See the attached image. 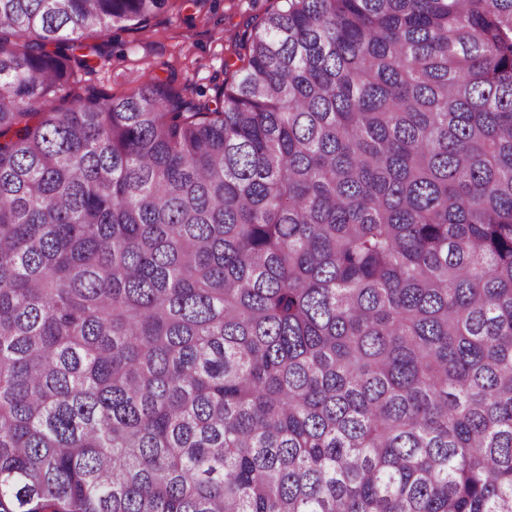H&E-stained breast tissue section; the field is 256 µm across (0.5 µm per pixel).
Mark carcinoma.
<instances>
[{
  "instance_id": "obj_1",
  "label": "carcinoma",
  "mask_w": 512,
  "mask_h": 512,
  "mask_svg": "<svg viewBox=\"0 0 512 512\" xmlns=\"http://www.w3.org/2000/svg\"><path fill=\"white\" fill-rule=\"evenodd\" d=\"M169 2L0 0V512H512V0ZM281 0H204L197 7L177 3L156 16L144 29H114L103 40L102 54L93 70L78 75L77 92L87 87L122 97L153 79H174L208 99L216 86L231 75L224 62L232 63L234 42L266 9H278ZM181 7V8H180Z\"/></svg>"
}]
</instances>
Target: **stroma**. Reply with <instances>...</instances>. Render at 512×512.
<instances>
[{
  "label": "stroma",
  "mask_w": 512,
  "mask_h": 512,
  "mask_svg": "<svg viewBox=\"0 0 512 512\" xmlns=\"http://www.w3.org/2000/svg\"><path fill=\"white\" fill-rule=\"evenodd\" d=\"M282 0H202L156 16L143 29L113 30L80 88L122 97L152 80L170 79L210 98L234 59V42L255 16Z\"/></svg>",
  "instance_id": "stroma-1"
}]
</instances>
